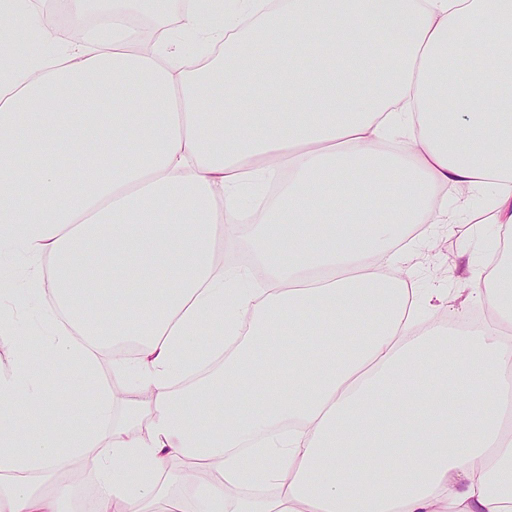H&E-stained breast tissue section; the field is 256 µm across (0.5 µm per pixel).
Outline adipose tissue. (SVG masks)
<instances>
[{
    "label": "adipose tissue",
    "instance_id": "ef3b65f1",
    "mask_svg": "<svg viewBox=\"0 0 512 512\" xmlns=\"http://www.w3.org/2000/svg\"><path fill=\"white\" fill-rule=\"evenodd\" d=\"M63 6L73 42L33 0H0L28 47L0 69V258L49 266L41 362L60 388L98 377L110 348L150 400L117 423L105 390L38 419L51 397L0 304L17 344L0 512H86L53 478L71 460L96 476L87 512H512V273L470 267L486 316L463 332L434 321L449 298L392 271L410 227L459 222L471 194L512 228V0H201L150 37L131 18L163 25L171 0ZM188 40L222 50L190 70ZM107 96L85 124L78 105ZM350 174L353 198L336 195ZM257 180L274 190L254 212L240 191ZM252 220L258 287L222 261ZM207 332L222 367L175 391Z\"/></svg>",
    "mask_w": 512,
    "mask_h": 512
}]
</instances>
